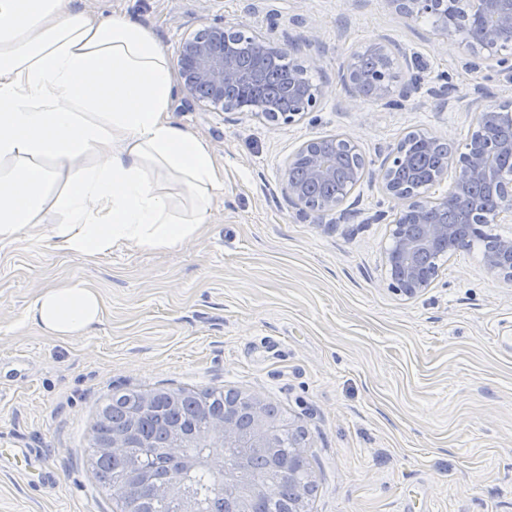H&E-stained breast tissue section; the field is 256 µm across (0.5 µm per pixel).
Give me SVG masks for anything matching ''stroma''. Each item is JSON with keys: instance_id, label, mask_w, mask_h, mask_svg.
Here are the masks:
<instances>
[{"instance_id": "35a3bbf8", "label": "stroma", "mask_w": 512, "mask_h": 512, "mask_svg": "<svg viewBox=\"0 0 512 512\" xmlns=\"http://www.w3.org/2000/svg\"><path fill=\"white\" fill-rule=\"evenodd\" d=\"M138 19L176 59L184 37L229 21L249 35L277 26L322 92L278 127L174 95L176 125L224 167L206 232L170 249L131 247L84 260L23 238L0 247V512H117L87 458L101 404L118 389H233L276 406L306 434L314 490L307 512H512V281L479 249L449 254L437 283L408 299L389 287L390 227L379 175L334 224L300 214L285 169L306 140L341 134L368 158L420 131L462 149L473 129L465 93L512 102V71L441 36L387 0H76ZM389 48L395 108L348 96L354 54ZM81 280L100 322L66 339L26 311L45 288ZM41 454L46 469L17 456Z\"/></svg>"}]
</instances>
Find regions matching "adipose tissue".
<instances>
[{
	"label": "adipose tissue",
	"mask_w": 512,
	"mask_h": 512,
	"mask_svg": "<svg viewBox=\"0 0 512 512\" xmlns=\"http://www.w3.org/2000/svg\"><path fill=\"white\" fill-rule=\"evenodd\" d=\"M178 78L138 20L74 0H0V246L47 237L92 260L199 236L224 187L208 145L175 125ZM181 186L176 205L160 180ZM102 302L80 280L44 289L26 317L81 335Z\"/></svg>",
	"instance_id": "obj_1"
}]
</instances>
